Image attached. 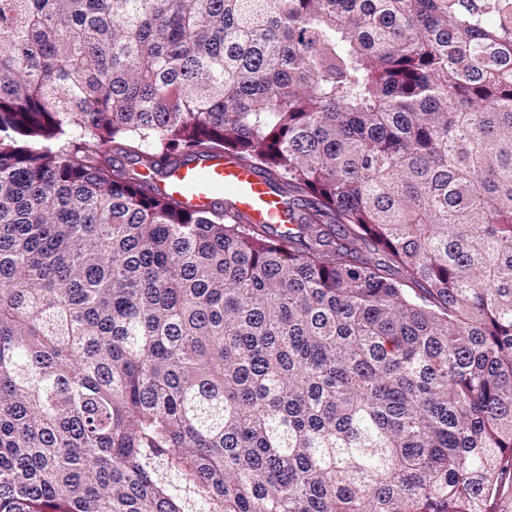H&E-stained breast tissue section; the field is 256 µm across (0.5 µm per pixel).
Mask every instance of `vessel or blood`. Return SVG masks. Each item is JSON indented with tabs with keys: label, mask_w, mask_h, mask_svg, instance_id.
<instances>
[{
	"label": "vessel or blood",
	"mask_w": 512,
	"mask_h": 512,
	"mask_svg": "<svg viewBox=\"0 0 512 512\" xmlns=\"http://www.w3.org/2000/svg\"><path fill=\"white\" fill-rule=\"evenodd\" d=\"M164 191L196 206H208L227 195L237 209L257 224H280L285 206L269 192L262 176L228 160L198 159L175 166Z\"/></svg>",
	"instance_id": "vessel-or-blood-1"
}]
</instances>
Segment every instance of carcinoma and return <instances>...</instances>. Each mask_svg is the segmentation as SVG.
<instances>
[{
  "instance_id": "carcinoma-1",
  "label": "carcinoma",
  "mask_w": 512,
  "mask_h": 512,
  "mask_svg": "<svg viewBox=\"0 0 512 512\" xmlns=\"http://www.w3.org/2000/svg\"><path fill=\"white\" fill-rule=\"evenodd\" d=\"M0 512H512V0H0ZM160 187L196 206H210L222 193L254 224H284L285 206L263 177L230 160L196 159L179 164Z\"/></svg>"
}]
</instances>
